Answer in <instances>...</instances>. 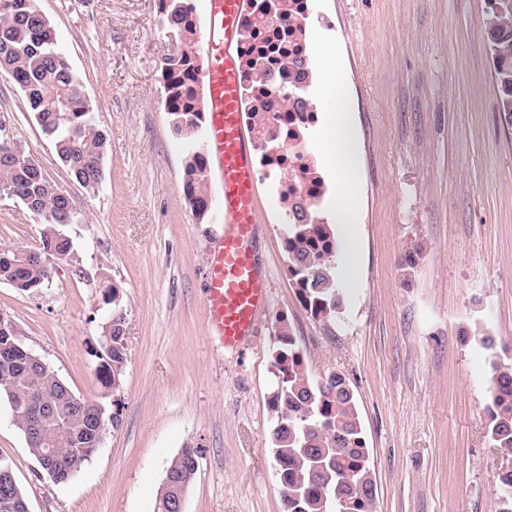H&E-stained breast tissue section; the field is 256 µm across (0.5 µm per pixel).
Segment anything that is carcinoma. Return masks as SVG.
I'll return each mask as SVG.
<instances>
[{
	"label": "carcinoma",
	"instance_id": "carcinoma-1",
	"mask_svg": "<svg viewBox=\"0 0 512 512\" xmlns=\"http://www.w3.org/2000/svg\"><path fill=\"white\" fill-rule=\"evenodd\" d=\"M288 14V0H276L272 8L256 18L257 30L268 26L269 15ZM158 26L179 31L193 42L197 24L190 0H161ZM484 27L489 35V54L499 112L512 126V6L485 10ZM268 43L246 66L252 71L253 88L243 94L244 111H259L261 96L282 95L264 83ZM0 73L23 92L45 136L72 179L87 191H96L103 181L102 160L107 149L105 134L95 124L94 108L83 96L80 83L64 56L57 50L48 20L37 13L34 0H0ZM166 112L175 133L193 136L202 127V102L196 90L198 73L195 52L188 47L169 57L161 68ZM208 162L204 154L192 155L185 164L184 190L199 204H209ZM0 189L18 198L45 224L41 248L0 247V280L10 279L16 289L31 292L49 282L47 241L54 239V254L66 255L71 243L62 239L58 227L74 223V210L57 194L40 165L24 154L17 143L0 137ZM288 237L284 247L288 272L301 300L315 317H336L341 302L336 285V237L330 225L311 203L301 218L285 214ZM106 303L112 305V376L122 382L127 362L125 318L115 286ZM281 346L276 350V385L272 408L277 422L272 433L273 453L278 465L285 512H374L376 487L358 414L354 392L345 376L334 372L321 383L314 382L289 333L287 319H278ZM37 391L52 404H61L50 416L40 440L31 448H59L62 467L75 472L91 461L85 446L86 421L97 413L95 403L72 406L66 383L59 377H32L27 369L0 362V398L22 410L30 392ZM489 435L493 447L512 459V363H492L486 404ZM199 448L186 445L168 463L166 478H195ZM498 512H512V465L497 476Z\"/></svg>",
	"mask_w": 512,
	"mask_h": 512
}]
</instances>
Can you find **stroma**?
<instances>
[{
    "label": "stroma",
    "instance_id": "stroma-1",
    "mask_svg": "<svg viewBox=\"0 0 512 512\" xmlns=\"http://www.w3.org/2000/svg\"><path fill=\"white\" fill-rule=\"evenodd\" d=\"M107 137L97 193L76 183L22 91L0 75V127L71 197L72 252L47 287L0 282V315L72 391L120 425L69 483L50 479L0 400V458L30 512H154L166 462L202 452L185 512H283L270 398L279 317L309 376L354 391L375 512H498L485 413L492 361L512 362V128L496 111L486 0H310L308 26L343 66L360 143L359 252H337L342 302L313 317L288 274L273 183L258 182L257 251L272 305L243 355L217 352L203 311L217 207L198 217L184 166L201 136L176 134L161 66L179 52L159 0H35ZM336 25L320 28L322 15ZM42 224L0 192V247L38 245ZM116 286L128 359L119 391L95 373ZM495 338L485 349L480 335Z\"/></svg>",
    "mask_w": 512,
    "mask_h": 512
}]
</instances>
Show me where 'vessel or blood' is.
Returning a JSON list of instances; mask_svg holds the SVG:
<instances>
[{
  "mask_svg": "<svg viewBox=\"0 0 512 512\" xmlns=\"http://www.w3.org/2000/svg\"><path fill=\"white\" fill-rule=\"evenodd\" d=\"M199 50L207 66L204 143L221 188L223 231L208 256L205 312L213 340L241 352L257 333L270 289L253 249L260 230L252 136L242 120L237 54L244 0H204Z\"/></svg>",
  "mask_w": 512,
  "mask_h": 512,
  "instance_id": "1",
  "label": "vessel or blood"
}]
</instances>
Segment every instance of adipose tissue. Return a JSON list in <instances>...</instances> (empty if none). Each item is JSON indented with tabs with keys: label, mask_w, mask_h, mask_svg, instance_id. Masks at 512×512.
I'll use <instances>...</instances> for the list:
<instances>
[{
	"label": "adipose tissue",
	"mask_w": 512,
	"mask_h": 512,
	"mask_svg": "<svg viewBox=\"0 0 512 512\" xmlns=\"http://www.w3.org/2000/svg\"><path fill=\"white\" fill-rule=\"evenodd\" d=\"M320 85L326 95L338 98L335 112L329 113L316 135L315 148L336 174L333 218L347 244L349 258L357 256V200L354 183L358 173V145L352 115L341 86L340 61L335 53L320 54Z\"/></svg>",
	"instance_id": "obj_1"
}]
</instances>
